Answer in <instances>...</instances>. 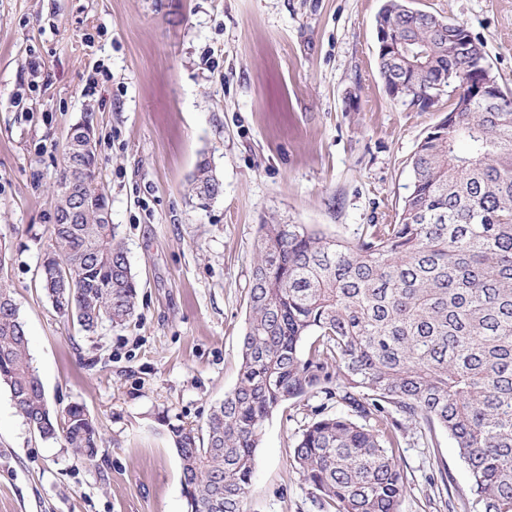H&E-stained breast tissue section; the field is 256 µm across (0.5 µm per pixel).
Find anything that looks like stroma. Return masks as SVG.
Here are the masks:
<instances>
[{"label":"stroma","mask_w":512,"mask_h":512,"mask_svg":"<svg viewBox=\"0 0 512 512\" xmlns=\"http://www.w3.org/2000/svg\"><path fill=\"white\" fill-rule=\"evenodd\" d=\"M466 26L512 91V0H414ZM382 0H0V238L29 353L51 409L83 405L102 457L43 441L0 386V512H186L161 417L203 425L237 383L262 224L356 239L397 219L411 157L445 117L390 97ZM92 113L96 180L139 283L126 327L86 335L37 284L67 132ZM223 184L195 207L201 160ZM312 394L266 420L246 512H322L293 460ZM400 512H470L445 432L407 431ZM447 487L431 485L438 466Z\"/></svg>","instance_id":"35a3bbf8"}]
</instances>
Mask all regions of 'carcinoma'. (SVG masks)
I'll return each instance as SVG.
<instances>
[{"label": "carcinoma", "instance_id": "cac0c4a2", "mask_svg": "<svg viewBox=\"0 0 512 512\" xmlns=\"http://www.w3.org/2000/svg\"><path fill=\"white\" fill-rule=\"evenodd\" d=\"M409 52L382 61L383 82L405 78L402 98L425 109L433 76L497 82L483 44L461 55L449 35L466 27L388 0L378 12ZM496 112L444 117L420 140L414 181L394 224H370L355 240L305 224H261L248 291L236 386L205 426L162 418L180 459L187 512H245L265 421L291 399L321 390L348 408L323 414L298 436L293 459L330 512H400L407 492L397 456L408 428L448 434L471 477L475 512H512V91ZM95 136L92 113L72 125ZM80 170L85 207L60 223ZM96 149L68 155L51 195L54 224L39 283L60 317L87 335L134 317L139 282L95 178ZM191 196L208 207L222 193L210 162L192 176ZM0 244V383L26 423L95 463L94 424L83 406L49 408L28 352ZM371 417L374 424L353 416Z\"/></svg>", "mask_w": 512, "mask_h": 512}]
</instances>
